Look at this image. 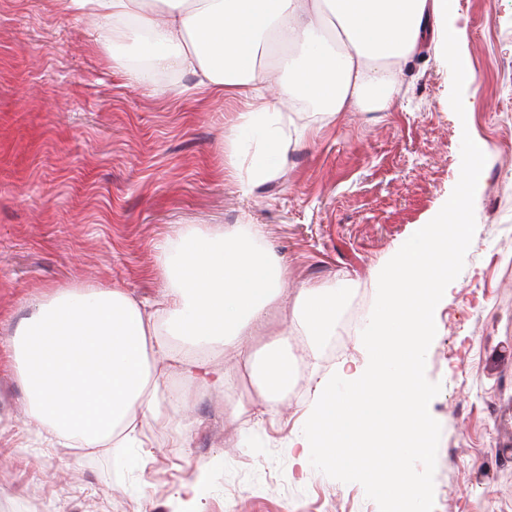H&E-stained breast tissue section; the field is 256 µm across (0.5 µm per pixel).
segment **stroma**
<instances>
[{
	"label": "stroma",
	"instance_id": "1",
	"mask_svg": "<svg viewBox=\"0 0 512 512\" xmlns=\"http://www.w3.org/2000/svg\"><path fill=\"white\" fill-rule=\"evenodd\" d=\"M445 25L452 46L427 44L405 63L388 111L302 114L282 169L244 195L224 172L238 104L194 91L189 73L131 80L117 59L135 49L104 50L90 18L60 0H0V340L44 289L95 282L151 299L166 236L260 224L289 287L342 296L334 335L316 347L323 372L363 361L345 317L371 306L373 267L463 191L467 115L487 152L468 245L431 314L427 509L512 512V0H452ZM159 390L140 470L34 442L23 463L7 450L25 437L24 391L0 357V489L13 512H184L181 480L205 467L197 512H389L371 476L330 462L300 472L284 432L252 410L241 416L251 436L228 441L232 397L178 362L164 364Z\"/></svg>",
	"mask_w": 512,
	"mask_h": 512
}]
</instances>
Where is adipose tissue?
<instances>
[{"label": "adipose tissue", "mask_w": 512, "mask_h": 512, "mask_svg": "<svg viewBox=\"0 0 512 512\" xmlns=\"http://www.w3.org/2000/svg\"><path fill=\"white\" fill-rule=\"evenodd\" d=\"M64 9L94 20L102 46L133 42L137 81L153 73L193 74L198 87L244 103L226 130L229 170L242 194L282 168L293 142L291 114L302 103L335 117L353 106L389 110L399 92V65L425 38L449 43L442 21L449 0H61ZM282 47L285 74L277 97L267 93L264 55ZM459 136L472 162L466 191L431 223L395 249L374 271V308L358 340L366 352L356 368L322 373L300 429L288 439L299 466L332 461L352 466L345 430L356 418L391 420L394 438L372 434L361 444L378 460L376 489L426 512L422 464L433 453L420 380L429 346L432 305L465 249L462 229L474 203L470 184L481 177L485 153L467 123ZM340 298L316 286L289 289L279 258L264 244L260 225H216L178 232L160 247V291L141 300L127 289L92 285L50 288L5 343L25 390L28 430L53 445L111 448L123 465L143 467L133 454L139 427L158 419L161 402L152 369L156 357L178 359L190 380L229 388L237 370L259 381L260 415L275 416L288 400V329L273 307L291 310L307 346L336 328ZM230 349L234 367L216 369L209 352Z\"/></svg>", "instance_id": "ef3b65f1"}]
</instances>
